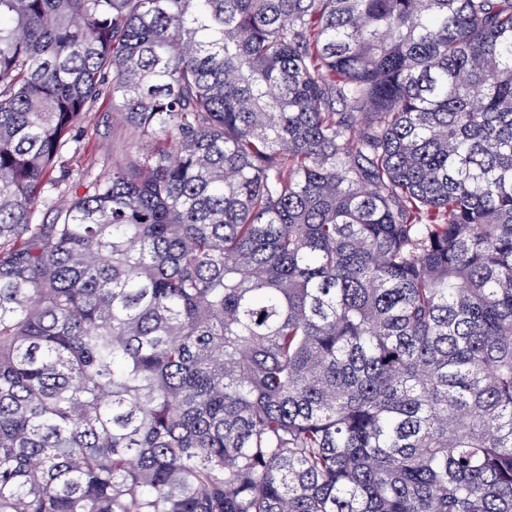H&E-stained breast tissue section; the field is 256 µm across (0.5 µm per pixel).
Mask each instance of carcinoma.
<instances>
[{
  "instance_id": "carcinoma-1",
  "label": "carcinoma",
  "mask_w": 512,
  "mask_h": 512,
  "mask_svg": "<svg viewBox=\"0 0 512 512\" xmlns=\"http://www.w3.org/2000/svg\"><path fill=\"white\" fill-rule=\"evenodd\" d=\"M0 512H512V0H0ZM137 157L129 131L112 117L107 86L87 107L76 130L63 139L51 180L40 195L36 224H53L60 201L87 192L94 178L111 168L112 162L134 161ZM63 171L67 176L62 181Z\"/></svg>"
}]
</instances>
